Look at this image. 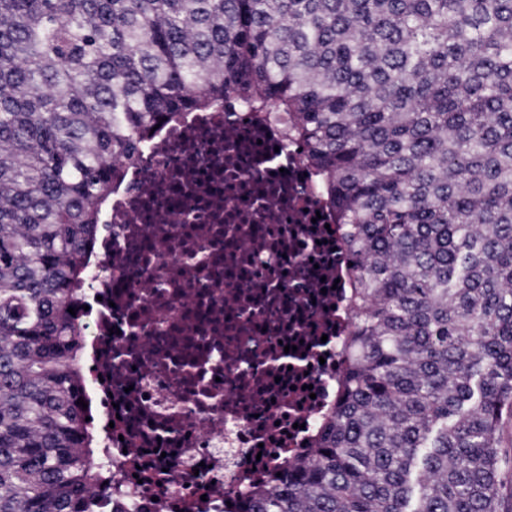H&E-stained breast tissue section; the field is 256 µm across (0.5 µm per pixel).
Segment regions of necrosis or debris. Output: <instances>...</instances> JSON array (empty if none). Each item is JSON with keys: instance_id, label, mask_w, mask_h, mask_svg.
<instances>
[{"instance_id": "obj_1", "label": "necrosis or debris", "mask_w": 512, "mask_h": 512, "mask_svg": "<svg viewBox=\"0 0 512 512\" xmlns=\"http://www.w3.org/2000/svg\"><path fill=\"white\" fill-rule=\"evenodd\" d=\"M287 116L154 127L83 289L98 512H240L336 403L347 262Z\"/></svg>"}]
</instances>
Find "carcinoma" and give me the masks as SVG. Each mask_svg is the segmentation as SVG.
Segmentation results:
<instances>
[{
    "instance_id": "1",
    "label": "carcinoma",
    "mask_w": 512,
    "mask_h": 512,
    "mask_svg": "<svg viewBox=\"0 0 512 512\" xmlns=\"http://www.w3.org/2000/svg\"><path fill=\"white\" fill-rule=\"evenodd\" d=\"M227 97L288 113L350 259L339 400L246 512H512V0H0V512H90L83 259Z\"/></svg>"
}]
</instances>
